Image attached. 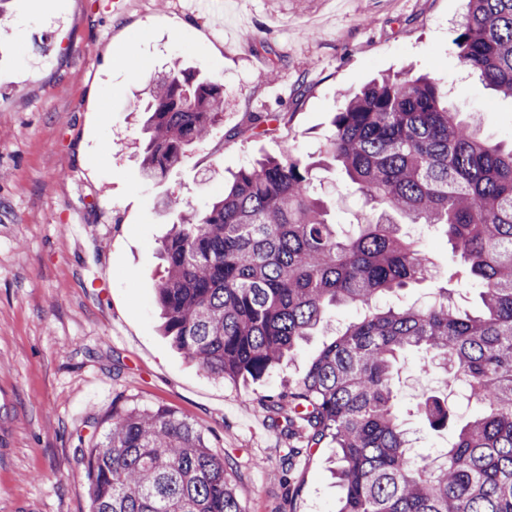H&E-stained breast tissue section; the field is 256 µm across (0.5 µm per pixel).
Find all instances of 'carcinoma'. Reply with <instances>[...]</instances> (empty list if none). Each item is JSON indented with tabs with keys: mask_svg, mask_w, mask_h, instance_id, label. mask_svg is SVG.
<instances>
[{
	"mask_svg": "<svg viewBox=\"0 0 512 512\" xmlns=\"http://www.w3.org/2000/svg\"><path fill=\"white\" fill-rule=\"evenodd\" d=\"M454 45L465 69L512 98V0H469ZM223 108V86L178 60L153 78L144 175L165 178ZM331 126L323 154L381 209L378 219L338 234L314 190V163L292 151L241 168L204 214L167 199L179 215L160 247L164 333L207 373L257 381L328 324L332 307L354 306L358 319L302 377L259 399L273 425L336 448V512H512V144L482 139L429 76L372 81ZM395 214L441 228L461 261L450 277L479 283L480 314L448 304L446 286L428 306H377L435 279ZM409 348L481 408L436 459L413 452L395 413L392 370ZM417 412L442 427L451 408L430 395ZM105 422L82 451L91 512H243L234 462L176 411L114 404Z\"/></svg>",
	"mask_w": 512,
	"mask_h": 512,
	"instance_id": "obj_1",
	"label": "carcinoma"
}]
</instances>
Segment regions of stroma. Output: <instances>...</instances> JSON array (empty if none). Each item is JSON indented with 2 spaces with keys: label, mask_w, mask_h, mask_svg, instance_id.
<instances>
[{
  "label": "stroma",
  "mask_w": 512,
  "mask_h": 512,
  "mask_svg": "<svg viewBox=\"0 0 512 512\" xmlns=\"http://www.w3.org/2000/svg\"><path fill=\"white\" fill-rule=\"evenodd\" d=\"M11 0L0 26V512H89L80 450L113 403L176 410L232 457L245 512H334L328 446L292 444L257 399L299 377L330 338L318 331L266 379L210 376L160 332V245L175 219L205 211L223 180L258 158L316 152L334 112L369 81L430 74L448 106L479 113L482 138L512 141V101L453 50L468 0ZM220 82L210 136L160 182L141 172L136 111L172 60ZM340 231L371 219L334 162L316 172ZM438 278L458 262L440 232L405 227ZM439 366L407 352L396 411L414 449L444 453L477 413ZM447 395L448 425L415 412Z\"/></svg>",
  "instance_id": "stroma-1"
}]
</instances>
